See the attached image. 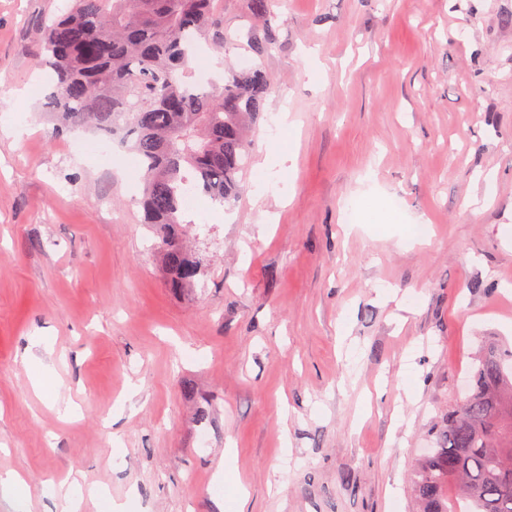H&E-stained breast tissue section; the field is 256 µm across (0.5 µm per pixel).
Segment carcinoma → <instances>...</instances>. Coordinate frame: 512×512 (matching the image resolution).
Instances as JSON below:
<instances>
[{"mask_svg": "<svg viewBox=\"0 0 512 512\" xmlns=\"http://www.w3.org/2000/svg\"><path fill=\"white\" fill-rule=\"evenodd\" d=\"M224 0H71L39 29L57 77L55 131L88 127L125 135L142 165L144 223L154 228L170 288H190L201 262L185 246L186 183L219 203L241 191L252 135L271 80L258 64L223 82L182 76L200 40L224 45ZM279 0H242L251 49L276 44ZM420 512H512V350L487 342L473 359L468 395L436 432L412 477ZM457 499H448V484Z\"/></svg>", "mask_w": 512, "mask_h": 512, "instance_id": "cac0c4a2", "label": "carcinoma"}]
</instances>
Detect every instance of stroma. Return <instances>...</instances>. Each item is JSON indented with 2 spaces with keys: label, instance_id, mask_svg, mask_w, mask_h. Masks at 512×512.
Instances as JSON below:
<instances>
[{
  "label": "stroma",
  "instance_id": "35a3bbf8",
  "mask_svg": "<svg viewBox=\"0 0 512 512\" xmlns=\"http://www.w3.org/2000/svg\"><path fill=\"white\" fill-rule=\"evenodd\" d=\"M68 2L0 0V475L29 484L0 512L72 479L125 512H415L474 355L512 348V0H288L261 59L224 0L225 60L273 79L253 161L293 162L197 198L186 290L122 137L53 131L34 32Z\"/></svg>",
  "mask_w": 512,
  "mask_h": 512
}]
</instances>
